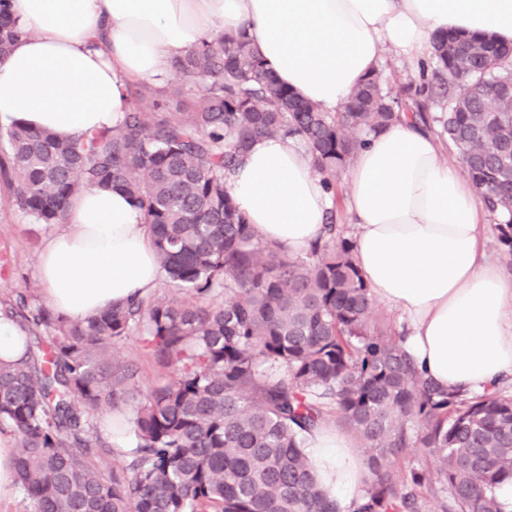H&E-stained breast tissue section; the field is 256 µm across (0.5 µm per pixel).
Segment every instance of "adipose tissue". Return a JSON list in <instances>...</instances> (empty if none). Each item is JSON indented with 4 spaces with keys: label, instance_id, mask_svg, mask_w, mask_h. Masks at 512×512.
Returning <instances> with one entry per match:
<instances>
[{
    "label": "adipose tissue",
    "instance_id": "adipose-tissue-1",
    "mask_svg": "<svg viewBox=\"0 0 512 512\" xmlns=\"http://www.w3.org/2000/svg\"><path fill=\"white\" fill-rule=\"evenodd\" d=\"M27 30L0 61V124L14 120L77 140L120 122L134 78L215 32H246L277 81L324 111L390 48L425 59L437 31L512 46V0H10ZM438 136L402 117L368 139L347 170L355 263L372 298L397 311L404 346L442 387L469 393L512 378V277L483 251V206ZM264 240L305 253L324 234L332 194L303 145L254 142L229 183ZM66 232L40 255L56 313L82 318L157 285L149 227L126 194L93 189L66 207ZM306 453L323 486L349 507L366 474L352 439L326 425Z\"/></svg>",
    "mask_w": 512,
    "mask_h": 512
}]
</instances>
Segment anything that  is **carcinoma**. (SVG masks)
I'll return each mask as SVG.
<instances>
[{
    "instance_id": "carcinoma-1",
    "label": "carcinoma",
    "mask_w": 512,
    "mask_h": 512,
    "mask_svg": "<svg viewBox=\"0 0 512 512\" xmlns=\"http://www.w3.org/2000/svg\"><path fill=\"white\" fill-rule=\"evenodd\" d=\"M28 31L0 0V61ZM173 93L81 141L20 121L0 126V166L15 208L64 223L87 188L119 189L149 225L160 291L71 321L25 299L3 311L43 329L0 365V433L14 436L17 489L33 512H344L305 450L330 421L366 453L353 512H512V395L441 388L374 302L339 225L290 256L262 240L228 183L259 138L300 141L327 182L367 136L402 113L456 150L512 256V47L440 31L419 77L399 91L374 69L341 112L280 85L246 34H217L177 60ZM137 337L170 369L141 392L123 347ZM102 405L131 408L138 444L108 471L89 434ZM419 452L426 469L397 459Z\"/></svg>"
}]
</instances>
